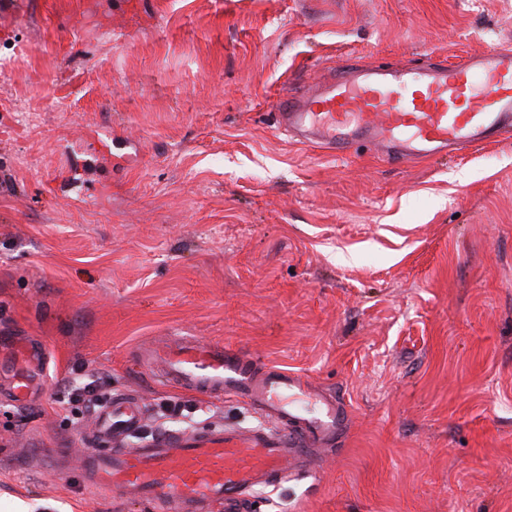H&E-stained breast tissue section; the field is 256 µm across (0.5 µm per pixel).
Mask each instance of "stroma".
Segmentation results:
<instances>
[{"mask_svg": "<svg viewBox=\"0 0 512 512\" xmlns=\"http://www.w3.org/2000/svg\"><path fill=\"white\" fill-rule=\"evenodd\" d=\"M509 36L512 0H0V336L48 352L37 403L0 399V512H150L83 478L58 393L88 374L152 431L261 425L143 371L161 336L342 397L343 446L258 512H512V136L392 165L274 115L340 57Z\"/></svg>", "mask_w": 512, "mask_h": 512, "instance_id": "obj_1", "label": "stroma"}]
</instances>
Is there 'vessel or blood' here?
I'll return each mask as SVG.
<instances>
[{"label": "vessel or blood", "mask_w": 512, "mask_h": 512, "mask_svg": "<svg viewBox=\"0 0 512 512\" xmlns=\"http://www.w3.org/2000/svg\"><path fill=\"white\" fill-rule=\"evenodd\" d=\"M277 124L344 156L367 147L388 163L458 152L512 133V45L459 64L426 56L406 65L346 59L317 86L278 103ZM146 359L163 382L213 398L238 396L264 426L167 432L137 445L143 406L121 393L98 415L109 448L87 457L89 482L152 512H251L259 490L286 474H310L317 454L339 445L347 410L307 376L249 359L224 343L184 336L155 343ZM0 380L9 400L28 406L46 384V350L23 336L0 337Z\"/></svg>", "instance_id": "vessel-or-blood-1"}]
</instances>
